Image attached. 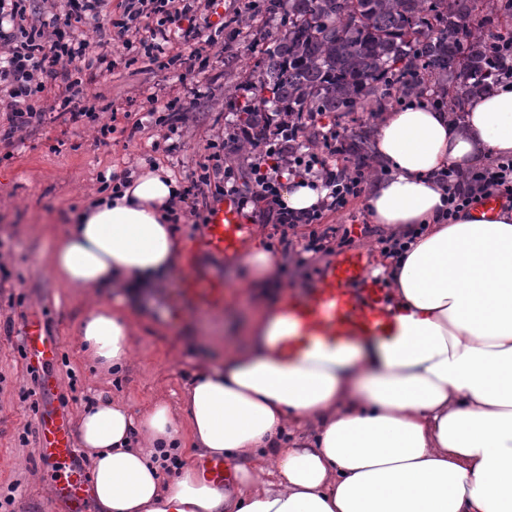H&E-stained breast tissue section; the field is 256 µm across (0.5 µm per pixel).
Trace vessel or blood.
Wrapping results in <instances>:
<instances>
[{
  "instance_id": "b4317fda",
  "label": "vessel or blood",
  "mask_w": 512,
  "mask_h": 512,
  "mask_svg": "<svg viewBox=\"0 0 512 512\" xmlns=\"http://www.w3.org/2000/svg\"><path fill=\"white\" fill-rule=\"evenodd\" d=\"M247 226L233 200L218 202L212 209L202 237L204 251L189 249L186 272L178 293L189 308L214 309L223 306L227 285L210 275L200 262L201 253L216 258L232 257L241 251ZM284 328L274 349L291 361L312 352H332L356 343L385 340L396 325L387 308V293L371 275L364 252L344 253L322 272L313 288L286 298L280 306ZM26 353L38 364L55 360L57 345L45 336L40 322L25 325ZM42 446L62 472L64 482L55 489L56 500L65 503L64 512H85L88 480L75 463L72 427L60 424L48 413L38 421Z\"/></svg>"
}]
</instances>
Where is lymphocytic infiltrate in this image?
<instances>
[{
  "label": "lymphocytic infiltrate",
  "mask_w": 512,
  "mask_h": 512,
  "mask_svg": "<svg viewBox=\"0 0 512 512\" xmlns=\"http://www.w3.org/2000/svg\"><path fill=\"white\" fill-rule=\"evenodd\" d=\"M26 0H0V112L7 113L8 126L0 128V138L11 139L18 132L42 122L43 114L35 98L42 92V76L48 75L64 84L69 100L83 97L84 76L103 64V56L92 49L94 34L108 23L123 30H148L139 44L127 45L134 52L155 60L164 55L168 44L177 42L187 47L202 43L204 31L196 25L198 14L207 10L210 0H121L120 19H113L108 9L110 0H66L63 12L51 15L39 28L16 26L15 20ZM187 19L183 31L168 28L166 21ZM297 169L314 173L326 195L318 208L305 213L294 212L282 202L284 173ZM253 186L236 183L225 174L218 191L224 196L251 197L264 206L276 225L288 229L301 224L319 223L324 212L340 211L351 198L357 197L366 181L363 170L332 168L312 151L283 153L281 143L268 141L252 165ZM440 181L448 194L445 221L469 209L480 194L490 192L512 201V157L500 158L480 169L462 173L444 171Z\"/></svg>",
  "instance_id": "lymphocytic-infiltrate-1"
}]
</instances>
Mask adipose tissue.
<instances>
[{"label": "adipose tissue", "mask_w": 512, "mask_h": 512, "mask_svg": "<svg viewBox=\"0 0 512 512\" xmlns=\"http://www.w3.org/2000/svg\"><path fill=\"white\" fill-rule=\"evenodd\" d=\"M371 141L389 175L366 198L370 218L413 235L384 260L394 335L286 362L274 309L246 347L202 366L185 397L194 450L253 462L227 489L192 464L175 486L160 481L182 446L165 403L136 419L99 401L79 418L94 512H512V209L446 223L439 181L512 157V84L457 121L424 105L386 112ZM183 192L166 166H142L52 239L48 269L94 298L79 336L103 370L124 366L140 315L100 291L149 294L178 266ZM292 426L313 427L312 441L289 438Z\"/></svg>", "instance_id": "ef3b65f1"}]
</instances>
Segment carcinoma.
<instances>
[{
  "mask_svg": "<svg viewBox=\"0 0 512 512\" xmlns=\"http://www.w3.org/2000/svg\"><path fill=\"white\" fill-rule=\"evenodd\" d=\"M288 19L259 60L254 103L240 122L260 148L269 115L300 122L305 145L312 113L377 112L384 84L402 96L428 97L453 116L499 80L494 50L512 44V0H267Z\"/></svg>",
  "mask_w": 512,
  "mask_h": 512,
  "instance_id": "1",
  "label": "carcinoma"
}]
</instances>
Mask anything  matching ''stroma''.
<instances>
[{
    "label": "stroma",
    "instance_id": "1",
    "mask_svg": "<svg viewBox=\"0 0 512 512\" xmlns=\"http://www.w3.org/2000/svg\"><path fill=\"white\" fill-rule=\"evenodd\" d=\"M209 19L213 45L198 57L173 45L174 60L164 68L123 56L124 42L138 41V32L114 28L101 35L98 51L113 66L98 72L78 106L111 123V135L96 140L71 124L59 109L61 88L49 81L39 95L42 123L0 140V512H50L52 503V471L40 457L38 378L24 353L29 318L39 317L58 341L55 403L74 423L89 403L111 397L136 416L163 401L186 427L185 393L199 363L222 362L226 348L245 343L241 330L254 311L243 287L247 269L236 258L209 257L208 270L229 287L223 308H183L175 288L179 274L171 272L134 330L125 369L100 370L84 355L78 336L88 307L85 292L58 283L42 261L52 235L68 230L71 213L101 191L105 178L123 179L144 161L163 164L184 183L175 230L187 246L200 245L202 219L213 205L195 186L202 166H229L239 184L252 186L248 156L225 153L224 133L251 100L258 60L288 21L267 13L265 0H218ZM230 86L237 96H225ZM171 111L179 113L177 122H167ZM245 218L250 235L281 250L275 278L294 294L313 287L348 250L364 251L370 268H377L390 235L389 228L372 223L361 196L341 211L325 212L313 227L281 231L256 206ZM328 228L334 235L327 250L306 252L309 234Z\"/></svg>",
    "mask_w": 512,
    "mask_h": 512
}]
</instances>
